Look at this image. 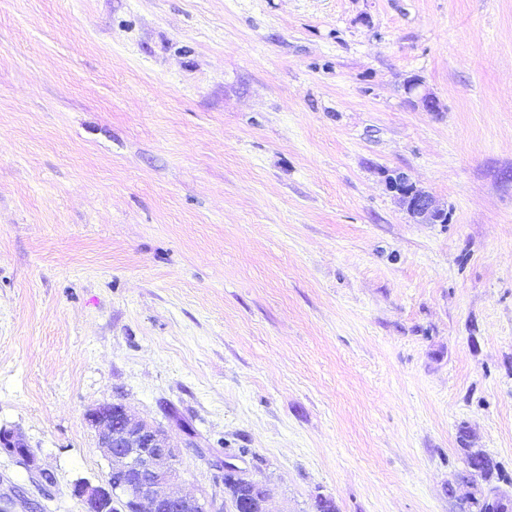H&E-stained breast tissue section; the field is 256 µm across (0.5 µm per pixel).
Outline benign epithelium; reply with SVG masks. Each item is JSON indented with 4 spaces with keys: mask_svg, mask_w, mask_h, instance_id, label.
I'll use <instances>...</instances> for the list:
<instances>
[{
    "mask_svg": "<svg viewBox=\"0 0 512 512\" xmlns=\"http://www.w3.org/2000/svg\"><path fill=\"white\" fill-rule=\"evenodd\" d=\"M409 184L407 176L395 173L388 187L401 199L409 216L418 223L437 224L447 217L427 192ZM122 421L112 418V405L104 404L88 414L98 434L99 450L110 462V474L104 482L92 485L79 480L73 493L80 499L84 512H112L113 503L123 505L124 512H170L180 506L195 504L203 512H223L224 505L213 498L187 497L174 489L176 462L180 449L170 445L156 427L136 419L129 411L117 409Z\"/></svg>",
    "mask_w": 512,
    "mask_h": 512,
    "instance_id": "7a95c632",
    "label": "benign epithelium"
}]
</instances>
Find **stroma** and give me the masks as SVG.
<instances>
[{
	"instance_id": "obj_1",
	"label": "stroma",
	"mask_w": 512,
	"mask_h": 512,
	"mask_svg": "<svg viewBox=\"0 0 512 512\" xmlns=\"http://www.w3.org/2000/svg\"><path fill=\"white\" fill-rule=\"evenodd\" d=\"M113 402L265 512L512 477V0H0V512H82ZM387 184L389 189L400 197L407 213L414 221L437 224L447 217L446 210L441 208L429 193L409 183L407 176L403 173L391 175ZM405 185L410 186V189L403 188ZM462 450L464 451L467 464V469L462 476V480H472L476 477L484 481L490 491L498 492V487L493 486L492 483L495 480H507L506 476L502 474L498 463L481 449L463 448ZM228 496L236 512H263L269 489L259 482L224 473V497Z\"/></svg>"
}]
</instances>
